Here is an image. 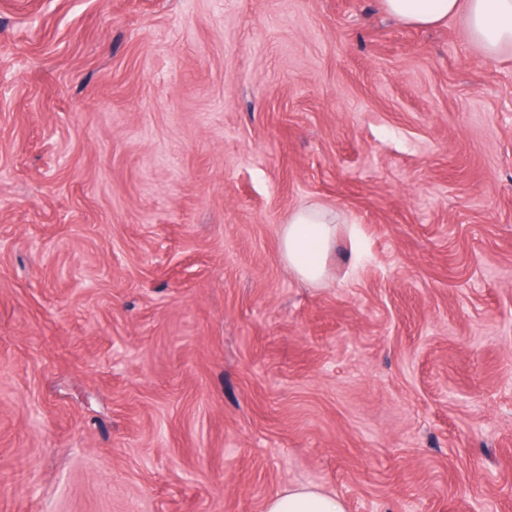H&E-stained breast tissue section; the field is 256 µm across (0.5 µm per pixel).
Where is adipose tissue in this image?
<instances>
[{
    "instance_id": "adipose-tissue-1",
    "label": "adipose tissue",
    "mask_w": 512,
    "mask_h": 512,
    "mask_svg": "<svg viewBox=\"0 0 512 512\" xmlns=\"http://www.w3.org/2000/svg\"><path fill=\"white\" fill-rule=\"evenodd\" d=\"M382 11L400 21L433 26L465 13L469 38L490 56L512 49V0H380ZM280 254L296 276L321 281L336 249V215L312 202L295 209L279 228ZM264 512H345L336 494L309 485H291L271 497Z\"/></svg>"
}]
</instances>
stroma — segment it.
<instances>
[{
  "label": "stroma",
  "instance_id": "1",
  "mask_svg": "<svg viewBox=\"0 0 512 512\" xmlns=\"http://www.w3.org/2000/svg\"><path fill=\"white\" fill-rule=\"evenodd\" d=\"M291 484L512 512V52L379 0H0V512ZM336 214L312 202L295 209L279 228L280 254L296 276L308 283L321 281L327 261L336 251Z\"/></svg>",
  "mask_w": 512,
  "mask_h": 512
}]
</instances>
